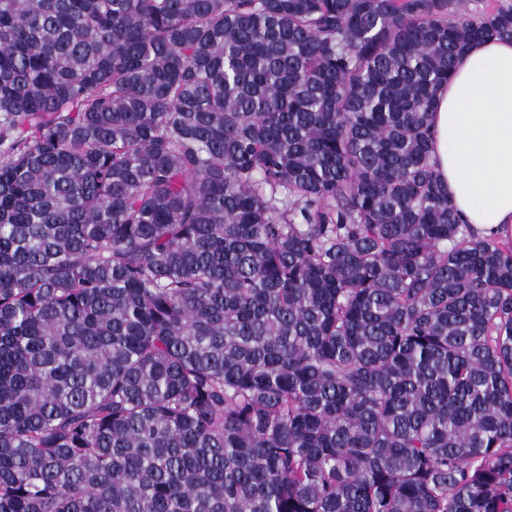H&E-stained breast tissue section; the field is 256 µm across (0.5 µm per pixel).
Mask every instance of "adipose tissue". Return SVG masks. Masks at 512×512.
Instances as JSON below:
<instances>
[{"label":"adipose tissue","instance_id":"1","mask_svg":"<svg viewBox=\"0 0 512 512\" xmlns=\"http://www.w3.org/2000/svg\"><path fill=\"white\" fill-rule=\"evenodd\" d=\"M431 161L463 223L512 237V41L472 43L436 97Z\"/></svg>","mask_w":512,"mask_h":512}]
</instances>
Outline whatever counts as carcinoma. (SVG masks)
I'll return each instance as SVG.
<instances>
[{"label": "carcinoma", "instance_id": "obj_1", "mask_svg": "<svg viewBox=\"0 0 512 512\" xmlns=\"http://www.w3.org/2000/svg\"><path fill=\"white\" fill-rule=\"evenodd\" d=\"M512 7L0 0V512H512V243L435 96Z\"/></svg>", "mask_w": 512, "mask_h": 512}]
</instances>
